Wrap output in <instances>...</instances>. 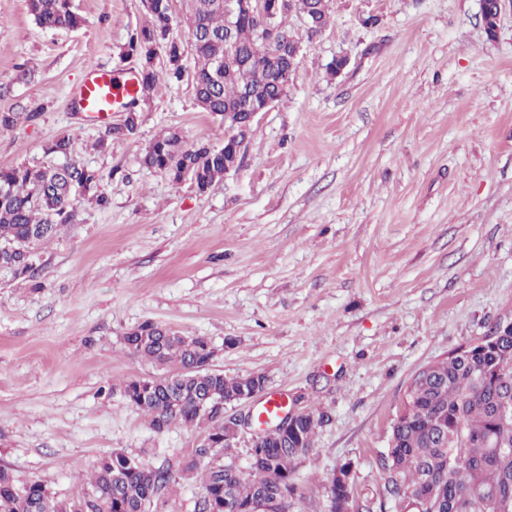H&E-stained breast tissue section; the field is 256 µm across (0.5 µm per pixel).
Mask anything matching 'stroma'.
<instances>
[{
  "label": "stroma",
  "mask_w": 512,
  "mask_h": 512,
  "mask_svg": "<svg viewBox=\"0 0 512 512\" xmlns=\"http://www.w3.org/2000/svg\"><path fill=\"white\" fill-rule=\"evenodd\" d=\"M73 5L81 25L49 31L0 0V114L36 115L0 127V167L60 164L47 147L69 134L110 199L81 201L34 280L0 267V466L65 499L112 451L156 464L194 447L197 430L155 432L118 391L164 374L123 343L151 320L208 337L215 367L265 376L263 396L328 413L294 464L305 506L328 512L344 464L355 499L379 498L412 375L512 311V0L492 36L480 0H330L314 36L290 15L288 92L203 193L139 163L167 128L223 143L191 78L161 81L137 138L103 151L106 124L73 105L90 65L137 69L124 48L145 0Z\"/></svg>",
  "instance_id": "stroma-1"
}]
</instances>
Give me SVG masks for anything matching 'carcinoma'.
Here are the masks:
<instances>
[{
    "label": "carcinoma",
    "mask_w": 512,
    "mask_h": 512,
    "mask_svg": "<svg viewBox=\"0 0 512 512\" xmlns=\"http://www.w3.org/2000/svg\"><path fill=\"white\" fill-rule=\"evenodd\" d=\"M291 12L313 22L315 30L330 22L329 0H288ZM36 24L44 29L76 28L81 18L71 0H27ZM180 19L195 38L194 90L199 107L215 120L250 96L261 101L283 96L295 67L296 47L260 46L248 18L236 27L234 41L241 60L224 65V10L214 0H180ZM146 25L128 43L127 53L142 61L139 100L148 98L159 78L153 68L156 50L172 60L181 43L171 36L173 0H154ZM139 115L109 127L98 141L133 139ZM233 153L210 143L188 144L175 130L158 135L142 152L141 166L164 170L179 185L190 175L205 192L224 179ZM101 172L77 162L63 166L0 167V266L18 279L35 276V248L56 237L59 229L77 222L76 201L89 194L101 208L109 198L100 190ZM127 350L174 370L170 376L133 378L121 387L127 402L148 417L161 433L173 424L201 430L195 448L175 461L152 464L139 456L114 450L103 456L94 475L72 498L52 497L39 481L19 486L0 467V512H151L167 503L180 481L200 477L193 512H264L261 497L276 498L286 512L303 499L291 479L295 461L311 446L317 428L328 421L318 409L292 422L283 436L260 441L249 449V478L226 461L233 449L224 447V399L242 390L262 392L260 374L227 377L207 367L211 342L184 336L146 320L123 337ZM431 380L406 388L402 408L391 429L382 459L385 491L428 497L425 512H512V329L493 323L485 340L453 358L430 364ZM347 489L338 477L329 485L330 512H338Z\"/></svg>",
    "instance_id": "1"
}]
</instances>
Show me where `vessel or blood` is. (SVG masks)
Returning a JSON list of instances; mask_svg holds the SVG:
<instances>
[{
	"mask_svg": "<svg viewBox=\"0 0 512 512\" xmlns=\"http://www.w3.org/2000/svg\"><path fill=\"white\" fill-rule=\"evenodd\" d=\"M139 91L140 86L133 77L123 78L116 71L92 66L85 82L76 90L75 99L81 111L103 122L117 105L132 100Z\"/></svg>",
	"mask_w": 512,
	"mask_h": 512,
	"instance_id": "obj_1",
	"label": "vessel or blood"
}]
</instances>
